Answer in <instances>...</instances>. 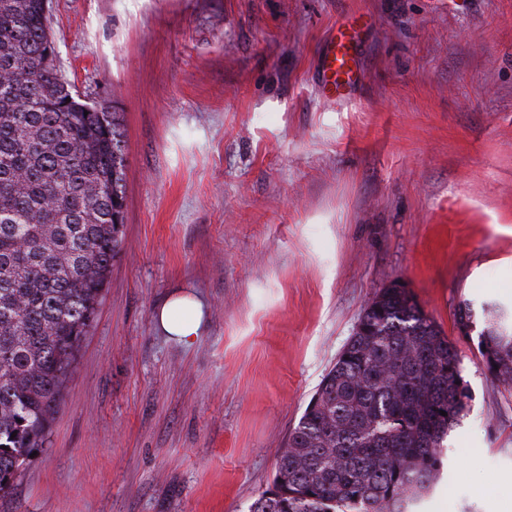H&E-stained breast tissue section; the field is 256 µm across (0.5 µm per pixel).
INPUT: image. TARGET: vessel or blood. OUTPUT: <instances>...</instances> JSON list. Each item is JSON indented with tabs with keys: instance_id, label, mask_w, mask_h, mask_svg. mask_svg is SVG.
Returning a JSON list of instances; mask_svg holds the SVG:
<instances>
[{
	"instance_id": "b4317fda",
	"label": "vessel or blood",
	"mask_w": 512,
	"mask_h": 512,
	"mask_svg": "<svg viewBox=\"0 0 512 512\" xmlns=\"http://www.w3.org/2000/svg\"><path fill=\"white\" fill-rule=\"evenodd\" d=\"M359 44V32L351 23L337 24L321 57L323 89L327 94L345 100L357 90L360 82L357 71Z\"/></svg>"
}]
</instances>
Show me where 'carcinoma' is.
Instances as JSON below:
<instances>
[{"label": "carcinoma", "mask_w": 512, "mask_h": 512, "mask_svg": "<svg viewBox=\"0 0 512 512\" xmlns=\"http://www.w3.org/2000/svg\"><path fill=\"white\" fill-rule=\"evenodd\" d=\"M43 0H0V493L42 446L120 251L114 112L84 113L48 52ZM460 302L489 374L512 387V306ZM460 359L405 288L379 290L323 376L250 512H418L467 414ZM446 415H441V412Z\"/></svg>", "instance_id": "carcinoma-1"}]
</instances>
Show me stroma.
<instances>
[{"mask_svg":"<svg viewBox=\"0 0 512 512\" xmlns=\"http://www.w3.org/2000/svg\"><path fill=\"white\" fill-rule=\"evenodd\" d=\"M360 20L362 82L321 92ZM58 58L122 132V243L63 404L0 512H249L379 289L469 385L421 512H512V390L463 300L512 304V0H52ZM199 298L177 344L157 309ZM359 31L350 22L336 25V33L327 41L322 52V82L324 91L336 99H348L358 88L357 71Z\"/></svg>","mask_w":512,"mask_h":512,"instance_id":"1","label":"stroma"}]
</instances>
